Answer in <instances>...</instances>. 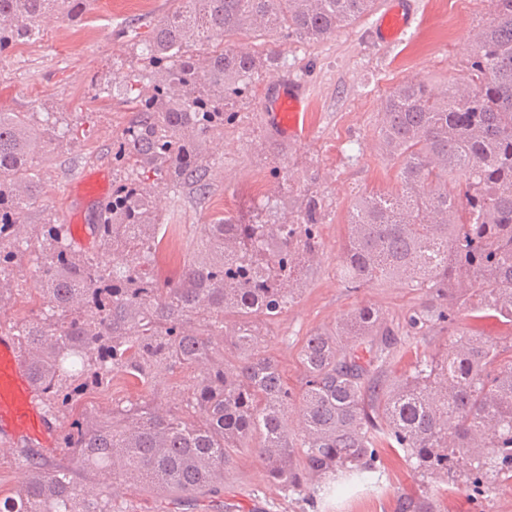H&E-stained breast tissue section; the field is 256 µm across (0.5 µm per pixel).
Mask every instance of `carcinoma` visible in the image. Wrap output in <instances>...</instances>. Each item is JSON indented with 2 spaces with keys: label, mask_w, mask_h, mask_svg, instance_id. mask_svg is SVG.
Masks as SVG:
<instances>
[{
  "label": "carcinoma",
  "mask_w": 512,
  "mask_h": 512,
  "mask_svg": "<svg viewBox=\"0 0 512 512\" xmlns=\"http://www.w3.org/2000/svg\"><path fill=\"white\" fill-rule=\"evenodd\" d=\"M152 26L143 57L156 79L126 86L133 117L112 147L121 172L90 233L118 264L77 248L69 225L30 221L42 194L39 161L73 148V129L0 107V305L21 295L15 272L31 263L43 310L11 326L48 413L67 420L65 462L5 443L0 457L25 470L0 512H129L126 493L149 485L179 498L224 494L232 453L252 450L268 477L307 498L341 497L382 477L379 449L398 448L435 489L399 512H441L456 476L477 488L512 473V354L470 325L440 357L391 375L406 351L399 329L368 306L311 334L302 424L294 396L263 341L303 287L321 246L322 201L307 196L291 223L200 225L182 264L163 272L165 243L155 186L203 192L215 135L261 59L231 38L242 32L319 42L357 21L376 0H175ZM90 0H0V56L39 38L56 13L79 22ZM467 78L436 90L418 74L393 87L378 112L380 144L398 188L358 200L337 277L349 288L401 281L434 302L405 319L424 336L494 311L512 323V0H490L470 33ZM182 374L179 403L152 381ZM118 376L140 388L99 417L82 400ZM112 473L103 485L99 474Z\"/></svg>",
  "instance_id": "cac0c4a2"
}]
</instances>
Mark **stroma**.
<instances>
[{
  "label": "stroma",
  "mask_w": 512,
  "mask_h": 512,
  "mask_svg": "<svg viewBox=\"0 0 512 512\" xmlns=\"http://www.w3.org/2000/svg\"><path fill=\"white\" fill-rule=\"evenodd\" d=\"M415 27L395 45L372 36L378 18L370 12L319 43L281 36L242 34L255 50L273 49L281 66L259 71L234 109L215 146L220 153L208 176L209 189L156 187L160 221L180 227L192 240L200 225L230 215L238 222L296 220L305 196H318L325 209L322 247L304 269V287L256 348L273 357L292 391H300L299 352L311 334L334 326L356 309L371 306L392 323L404 322L429 297L428 290L397 282L369 288L345 287L336 275L347 239L350 211L371 193L395 190L398 168L382 152L376 115L382 98L409 75L425 76L436 87L466 77L471 60L469 34L488 18L486 0H414ZM172 0H93L83 21L51 17L38 40L0 57V106L14 112H61L77 136L75 147L41 163L42 194L33 223L53 216L68 223L74 209V174L112 170V143L131 118L124 103V79L144 73L137 38L123 36L139 19L140 36L165 16ZM278 79L297 81L310 93V134L293 141L268 122L263 101ZM285 177L277 184L271 176ZM378 488H357L327 504L313 503L268 480L248 449L224 471V499L238 512H398L407 496L425 491L423 478L401 453L380 451ZM446 512H512V478L491 479L480 491L459 486L444 501ZM130 512H219L206 494L180 503L151 490L132 493Z\"/></svg>",
  "instance_id": "1"
}]
</instances>
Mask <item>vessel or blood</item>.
<instances>
[{
  "instance_id": "obj_1",
  "label": "vessel or blood",
  "mask_w": 512,
  "mask_h": 512,
  "mask_svg": "<svg viewBox=\"0 0 512 512\" xmlns=\"http://www.w3.org/2000/svg\"><path fill=\"white\" fill-rule=\"evenodd\" d=\"M412 0H386L373 35L378 44L390 46L411 28L415 20ZM309 96L297 82L279 83L263 107L272 125L289 138H304ZM110 188L108 176L82 171L76 179V196L84 202L103 199ZM60 428L40 403L27 365L13 336L0 331V440L39 446L59 454Z\"/></svg>"
}]
</instances>
